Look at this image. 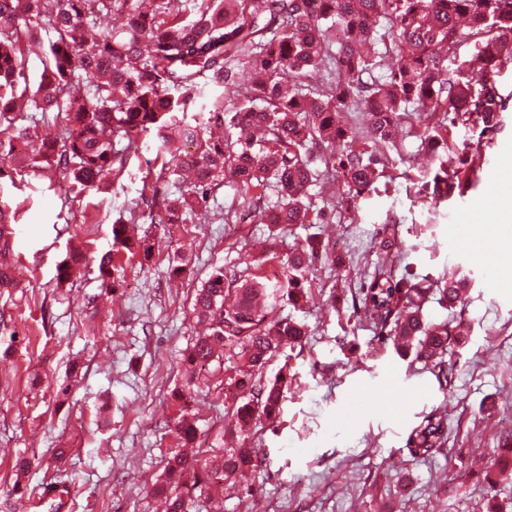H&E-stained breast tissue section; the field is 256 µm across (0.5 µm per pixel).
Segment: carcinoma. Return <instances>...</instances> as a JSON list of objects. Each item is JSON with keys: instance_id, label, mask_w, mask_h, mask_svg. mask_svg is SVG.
I'll return each mask as SVG.
<instances>
[{"instance_id": "cac0c4a2", "label": "carcinoma", "mask_w": 512, "mask_h": 512, "mask_svg": "<svg viewBox=\"0 0 512 512\" xmlns=\"http://www.w3.org/2000/svg\"><path fill=\"white\" fill-rule=\"evenodd\" d=\"M0 0V180L20 168L61 173L82 189L105 193L122 178L127 161L145 140L169 156L156 180L174 187L142 192L141 203L112 224V249L100 257L101 285L121 286L124 252L150 265L159 242L149 233L127 234L126 225L145 215L160 224L209 217L208 195L227 183L247 194V208L225 212L224 223H268L284 232L314 224L310 190L324 192L341 182L351 198L368 193L386 177V151L393 129L407 122L438 161L433 176L420 181L418 195L430 210L471 184L479 151H461L453 132L471 121L494 128L506 101L497 76L512 65V0H198L193 20L181 17V0ZM127 17L124 30H109L112 14ZM50 26L55 39L38 30ZM466 51H461L462 47ZM43 71L34 91L22 83L31 56ZM247 66L251 82H235ZM336 71L318 86L310 73ZM210 75L222 89L205 94L197 83ZM87 83L86 96L70 95L74 79ZM364 113L354 127L348 113ZM63 118L53 141L35 136L39 121ZM346 144L344 151L314 166L312 148ZM20 142L24 149L15 150ZM278 202L261 203L265 191ZM322 254L313 241L288 254L275 281L229 275L215 266L194 289L193 314L206 331L184 354L189 377L172 390L177 415L173 432L180 450L168 454L153 495L168 512H197L208 489L240 471L255 470L264 458L246 440L219 445L201 455V429L184 405L196 376L223 365L224 348L236 350L240 365L227 385L239 397L224 417L239 431L282 411L288 379L262 376L274 353L302 344L303 322L270 320L261 297H285L299 307L308 274ZM469 280L454 273L441 286L426 278L392 274L361 290L366 319L388 339L416 343V356L435 363L438 382L451 384L453 366L443 356L460 345L469 328L458 319L428 322L423 304L438 291L448 308L464 307ZM443 419L427 417L410 434L412 452L427 458L441 446ZM69 474L57 470L50 484L24 485L31 497L69 492Z\"/></svg>"}]
</instances>
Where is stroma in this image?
Wrapping results in <instances>:
<instances>
[{
    "label": "stroma",
    "instance_id": "stroma-1",
    "mask_svg": "<svg viewBox=\"0 0 512 512\" xmlns=\"http://www.w3.org/2000/svg\"><path fill=\"white\" fill-rule=\"evenodd\" d=\"M496 81L508 103L501 126L456 129L457 143L479 144L484 163L472 187L436 213L418 199L428 158L406 127L388 154L387 188L353 203L341 186L313 195L326 222L285 236L265 224L155 225L160 252L151 267L124 259V284L113 291L101 286L98 259L111 247L112 223L161 166L155 141L105 193L38 169L0 180V208L16 220L9 256L17 282L0 294L4 330L16 335L13 347L0 345V512H51L15 490L14 465L28 458L29 483L51 482L46 463L58 448L73 478L58 512H166L150 489L175 446L169 397L199 331L197 279L217 265L269 276L310 237L330 256L310 271L309 305L297 312L282 300L267 311L272 320L295 316L310 334L264 369L268 378L288 374L280 419L260 420L250 434L264 464L225 480L199 512H512V476L493 486L484 479L495 450L512 443V263L498 259L485 208L505 185L502 159L512 150V66ZM72 252L83 260L70 284L55 289L56 267ZM181 257L191 277L169 279V262ZM407 269L434 282L454 271L469 279V335L451 357L445 390L431 363L399 358L364 318L362 288L380 271ZM73 362L78 379L61 404L56 394ZM361 392L370 401L348 424L343 411ZM430 415L443 418L448 436L422 460L409 436Z\"/></svg>",
    "mask_w": 512,
    "mask_h": 512
}]
</instances>
